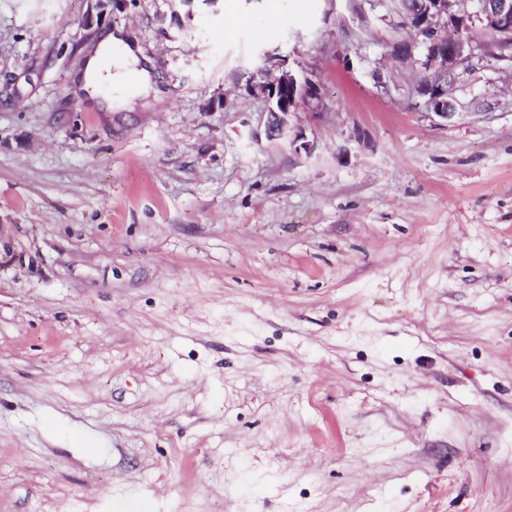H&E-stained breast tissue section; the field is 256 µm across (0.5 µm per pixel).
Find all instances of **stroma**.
Masks as SVG:
<instances>
[{
  "mask_svg": "<svg viewBox=\"0 0 512 512\" xmlns=\"http://www.w3.org/2000/svg\"><path fill=\"white\" fill-rule=\"evenodd\" d=\"M399 21L0 0V512H512V61L431 117ZM117 28L161 95L107 112ZM269 107L266 115V133L271 140H291L297 143L302 134L295 133L291 118L301 104L319 103L320 91L311 80L299 78L291 70L278 67L262 88Z\"/></svg>",
  "mask_w": 512,
  "mask_h": 512,
  "instance_id": "stroma-1",
  "label": "stroma"
}]
</instances>
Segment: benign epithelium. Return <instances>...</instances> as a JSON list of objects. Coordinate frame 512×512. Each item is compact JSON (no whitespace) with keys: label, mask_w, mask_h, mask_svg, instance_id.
I'll return each mask as SVG.
<instances>
[{"label":"benign epithelium","mask_w":512,"mask_h":512,"mask_svg":"<svg viewBox=\"0 0 512 512\" xmlns=\"http://www.w3.org/2000/svg\"><path fill=\"white\" fill-rule=\"evenodd\" d=\"M474 21L492 33L511 34L512 0H424L408 22L417 40L392 44L391 55L400 60L413 58L415 49L423 48L420 65L427 79L418 82L416 91L425 98L429 114L442 120L456 114L457 101L452 89L460 76V67L475 60L484 61L471 42L448 34L447 26L452 24L460 30ZM262 93L269 102L267 136L308 148V144L300 142L302 135L294 132L291 118L300 105L320 101L318 86L281 66L265 83Z\"/></svg>","instance_id":"obj_1"}]
</instances>
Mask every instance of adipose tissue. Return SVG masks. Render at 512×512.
Masks as SVG:
<instances>
[{"label":"adipose tissue","instance_id":"ef3b65f1","mask_svg":"<svg viewBox=\"0 0 512 512\" xmlns=\"http://www.w3.org/2000/svg\"><path fill=\"white\" fill-rule=\"evenodd\" d=\"M142 54V48L123 31L109 32L86 58L82 91L91 92L103 83H110L114 92L106 102L110 112L128 108L133 95H150L153 85L148 70L140 66ZM132 73L136 74L137 82L131 87L127 78Z\"/></svg>","mask_w":512,"mask_h":512}]
</instances>
